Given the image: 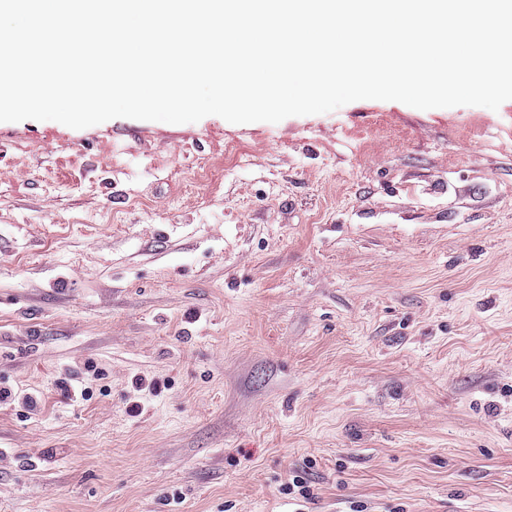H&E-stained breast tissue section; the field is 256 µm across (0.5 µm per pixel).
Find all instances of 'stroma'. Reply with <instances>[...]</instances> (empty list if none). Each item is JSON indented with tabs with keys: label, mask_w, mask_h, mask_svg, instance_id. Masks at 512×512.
<instances>
[{
	"label": "stroma",
	"mask_w": 512,
	"mask_h": 512,
	"mask_svg": "<svg viewBox=\"0 0 512 512\" xmlns=\"http://www.w3.org/2000/svg\"><path fill=\"white\" fill-rule=\"evenodd\" d=\"M0 389V512H512V100L0 122Z\"/></svg>",
	"instance_id": "obj_1"
}]
</instances>
